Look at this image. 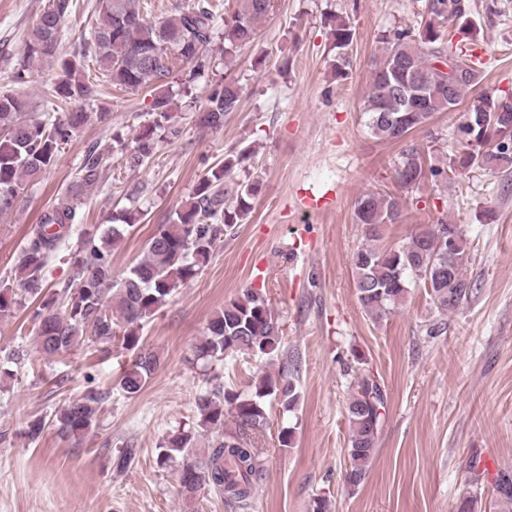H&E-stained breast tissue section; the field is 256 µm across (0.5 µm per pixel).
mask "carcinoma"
Instances as JSON below:
<instances>
[{"mask_svg": "<svg viewBox=\"0 0 512 512\" xmlns=\"http://www.w3.org/2000/svg\"><path fill=\"white\" fill-rule=\"evenodd\" d=\"M74 8V0H47L28 31L13 83L19 87L35 83L38 66L46 61L59 67L48 89L53 104L93 99L98 92L93 68L105 82L128 93L154 90L153 121L140 129L126 160L129 166L140 167L155 153L157 131L165 128L173 138L180 134L169 125V85L174 73L186 67L192 79L204 73L201 59L217 36L220 5L213 0H183L167 15L148 23L143 18L150 8L148 0H96L98 26L80 48L62 57V24ZM272 8V0H237L233 13L224 19V56L229 58L254 43L259 24ZM473 9V0H428L430 18L417 35L403 30L382 38L384 48L374 62L362 105L364 126L379 140L405 143L395 164V178L408 191L428 178L443 183L468 169H512V91L482 97L458 127L459 150L439 166L425 167L418 145L407 142L435 114L453 110L481 81L482 62L456 54L448 40L449 24L458 33L475 38L470 26ZM332 35L336 76L344 77L354 32L346 20L338 18ZM445 58L456 61L459 73L450 90L446 74L436 68ZM240 98L236 82H224L211 93L200 124L222 127L224 116L237 111ZM90 119L91 113L78 111L52 121L41 119L28 112L22 94L0 92V215L12 211L27 183L40 180L53 167L61 145ZM251 157L252 152L244 149L224 155V162L210 167L184 204L166 223L157 225L142 257L117 281L112 276V250L122 243L139 214L135 203L140 189L129 191L130 207L120 213L117 223L99 239L87 237L68 254L72 275L48 298L43 269L65 243L72 225L80 221L78 204L67 196L59 198L44 212L21 249L12 282L0 279V317L12 315L28 299L39 301L31 319L37 350L45 357L107 345L118 337L123 348L136 349L142 321L164 306L177 288L197 277L217 243L250 215L259 182H235L229 177ZM77 175L90 187L105 181L106 169L97 149L88 148ZM354 214L367 240L353 256L355 288L372 320L387 316L413 283L427 289L440 311L454 310L470 298L473 284L463 272L469 242L462 225L443 219L417 224L406 243L385 248L378 245L385 228L405 219L401 201L368 192L357 199ZM280 342L278 318L263 293L247 288L210 319L195 356L222 361L238 354L271 355ZM157 364L154 353H140L123 371L122 392L139 393ZM299 399L295 378L284 371L261 376L247 395L219 385L199 395L197 426L171 436L161 455L165 464L172 453H178L182 466L188 468L182 495L193 499L211 487L224 494L225 504L245 508L264 475L261 451L253 436L267 425V403L277 401L291 411ZM100 404L101 397L94 391L72 399L55 411L52 426L65 438L83 436L98 425ZM385 404L380 380L369 371L359 373L345 406L349 440L344 483L350 489L367 479ZM203 431L210 441L207 451L197 453ZM494 495L499 503L512 505L511 473L503 471L497 476Z\"/></svg>", "mask_w": 512, "mask_h": 512, "instance_id": "cac0c4a2", "label": "carcinoma"}]
</instances>
